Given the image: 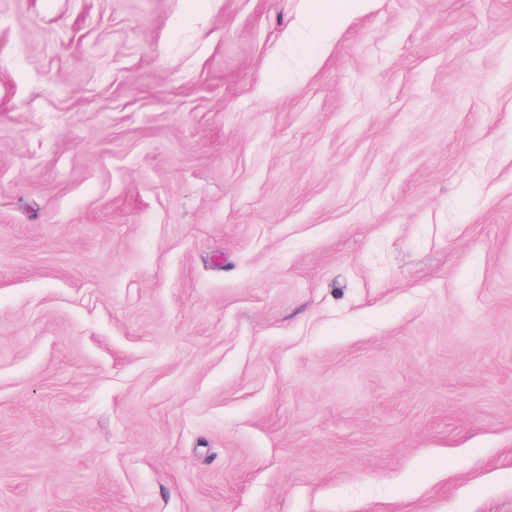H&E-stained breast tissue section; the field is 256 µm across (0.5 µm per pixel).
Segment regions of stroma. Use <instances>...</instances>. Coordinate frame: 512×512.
Masks as SVG:
<instances>
[{
  "mask_svg": "<svg viewBox=\"0 0 512 512\" xmlns=\"http://www.w3.org/2000/svg\"><path fill=\"white\" fill-rule=\"evenodd\" d=\"M0 0V512H512V0ZM367 0H307L308 10L305 21L299 30V38L312 42L311 36L317 37L312 47L317 49L329 38L336 36L346 21L357 12Z\"/></svg>",
  "mask_w": 512,
  "mask_h": 512,
  "instance_id": "stroma-1",
  "label": "stroma"
}]
</instances>
